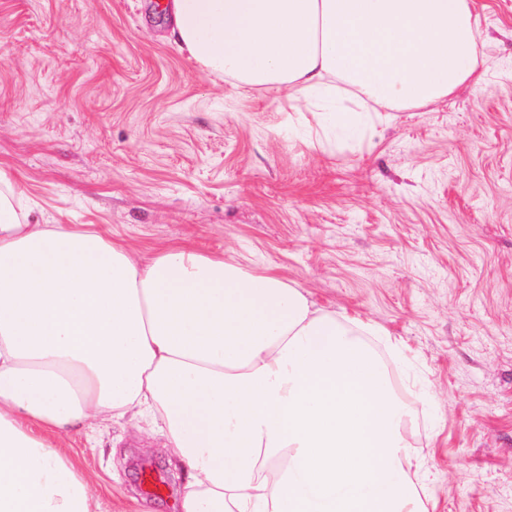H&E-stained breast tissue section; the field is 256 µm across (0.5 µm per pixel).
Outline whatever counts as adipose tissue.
Returning a JSON list of instances; mask_svg holds the SVG:
<instances>
[{
	"mask_svg": "<svg viewBox=\"0 0 512 512\" xmlns=\"http://www.w3.org/2000/svg\"><path fill=\"white\" fill-rule=\"evenodd\" d=\"M207 74L287 91L364 134L380 108L479 83L473 0H170ZM0 169V512H102L54 442L149 417L185 473L179 512H434L408 406L364 339L276 274L171 244L28 223Z\"/></svg>",
	"mask_w": 512,
	"mask_h": 512,
	"instance_id": "obj_1",
	"label": "adipose tissue"
}]
</instances>
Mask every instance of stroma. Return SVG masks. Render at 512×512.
<instances>
[{
    "mask_svg": "<svg viewBox=\"0 0 512 512\" xmlns=\"http://www.w3.org/2000/svg\"><path fill=\"white\" fill-rule=\"evenodd\" d=\"M485 74L318 140L285 94L208 77L156 0H0V168L32 224L272 270L380 328L389 377L431 392L411 434L435 512H512V0H474ZM62 452L104 512H178L149 418Z\"/></svg>",
    "mask_w": 512,
    "mask_h": 512,
    "instance_id": "obj_1",
    "label": "stroma"
}]
</instances>
